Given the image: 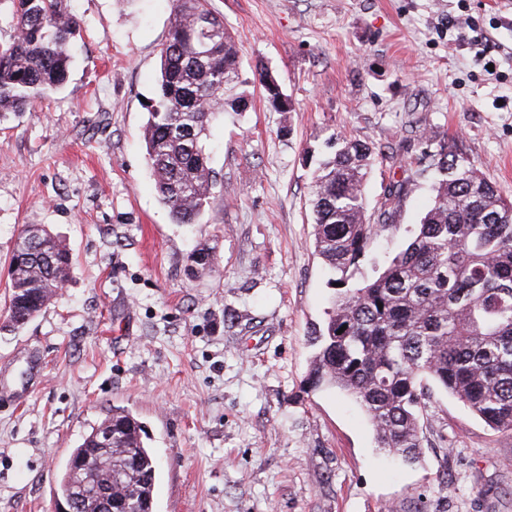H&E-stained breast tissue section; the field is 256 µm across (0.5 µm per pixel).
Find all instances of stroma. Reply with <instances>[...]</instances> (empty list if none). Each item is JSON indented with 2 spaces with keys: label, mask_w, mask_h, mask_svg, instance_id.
Returning <instances> with one entry per match:
<instances>
[{
  "label": "stroma",
  "mask_w": 512,
  "mask_h": 512,
  "mask_svg": "<svg viewBox=\"0 0 512 512\" xmlns=\"http://www.w3.org/2000/svg\"><path fill=\"white\" fill-rule=\"evenodd\" d=\"M65 86L0 121V301L26 225L74 262L55 302L0 327V512H53L82 439L135 415L160 462L155 512H512V434L431 388L420 462L377 450L364 413L306 391L336 289L314 250L312 174L330 137L368 142L367 215L400 186L373 278L429 209L425 150L454 146L512 198V0H213L249 80L210 132L216 196L174 223L145 160L169 0H69ZM496 49L483 55V34ZM272 71L293 109L252 80ZM212 251V271L190 256Z\"/></svg>",
  "instance_id": "obj_1"
}]
</instances>
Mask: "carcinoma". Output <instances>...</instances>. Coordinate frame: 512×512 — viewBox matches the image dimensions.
<instances>
[{
    "mask_svg": "<svg viewBox=\"0 0 512 512\" xmlns=\"http://www.w3.org/2000/svg\"><path fill=\"white\" fill-rule=\"evenodd\" d=\"M10 39L0 42V117L68 79L69 42L80 20L68 0H6ZM160 48V78L146 109V160L155 190L176 224H194L217 187L207 138L217 117L241 112L249 97L241 58L224 17L210 0H170ZM209 30L199 35L196 22ZM264 100L278 112L292 103L271 71L258 73ZM334 156L314 177L315 250L341 277L322 327L306 384L334 387L359 404L376 447L407 464L420 458V420L427 384L442 388L496 431L512 433V200L501 196L474 162L450 149L424 152L441 179L432 204L406 248L376 277L345 288L349 268L388 226L397 195L376 224L367 217L365 182L371 146L334 139ZM72 255L44 227L18 236L9 265L8 322L21 327L52 303ZM344 332H339V329ZM112 428V441L100 435ZM141 423L114 409L70 455L56 497L78 512H101L105 473L131 512H154L159 464ZM90 462L73 467L79 456Z\"/></svg>",
    "mask_w": 512,
    "mask_h": 512,
    "instance_id": "1",
    "label": "carcinoma"
}]
</instances>
